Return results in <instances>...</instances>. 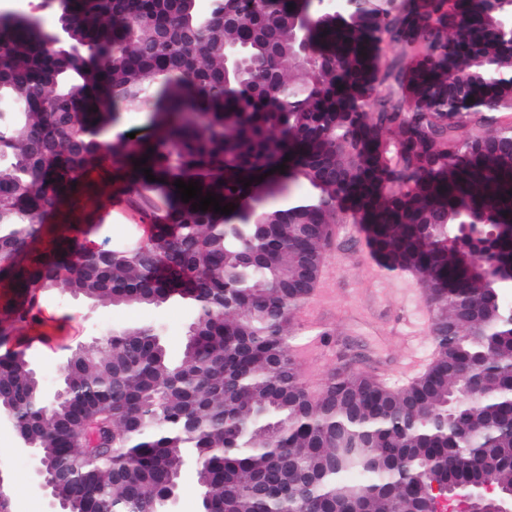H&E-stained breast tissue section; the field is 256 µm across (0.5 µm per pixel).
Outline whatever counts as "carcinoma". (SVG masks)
I'll use <instances>...</instances> for the list:
<instances>
[{"mask_svg":"<svg viewBox=\"0 0 512 512\" xmlns=\"http://www.w3.org/2000/svg\"><path fill=\"white\" fill-rule=\"evenodd\" d=\"M70 43L50 51L35 22L14 16L0 48V338L29 321L25 302L59 288L106 305L187 303L181 361L157 329L112 333L109 348L33 391L34 367L0 355V410L38 438L50 491L67 512H159L186 449L205 457L206 512H435L448 474L512 488V308L498 286L448 249L468 212L512 226V43L502 11L477 0H360L306 34L292 0H70ZM465 25L446 43L429 23ZM404 64L380 75V37ZM235 47L246 59H226ZM473 87L447 107L448 86ZM389 80L390 91L376 85ZM150 111L160 132L131 147L106 140L121 112ZM484 127L463 139L458 117ZM147 162L137 166L142 158ZM126 191L152 224L136 245L60 235L45 251L46 215L80 209L92 174ZM307 187L265 208L259 239L246 217L194 210L174 182L237 208L270 169ZM156 181L147 180L144 169ZM250 186H244V183ZM360 219L376 254L415 276L431 315L434 360L393 392L362 372L332 375L316 397L290 355L292 313L315 288L333 225ZM512 263V233L493 244ZM466 360L475 373L455 370ZM472 389L479 398L462 400ZM473 432L467 440L448 419ZM475 468H455L460 457Z\"/></svg>","mask_w":512,"mask_h":512,"instance_id":"obj_1","label":"carcinoma"}]
</instances>
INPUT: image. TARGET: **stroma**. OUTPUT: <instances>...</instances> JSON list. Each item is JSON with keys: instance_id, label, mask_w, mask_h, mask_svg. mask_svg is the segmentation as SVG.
Returning a JSON list of instances; mask_svg holds the SVG:
<instances>
[{"instance_id": "1", "label": "stroma", "mask_w": 512, "mask_h": 512, "mask_svg": "<svg viewBox=\"0 0 512 512\" xmlns=\"http://www.w3.org/2000/svg\"><path fill=\"white\" fill-rule=\"evenodd\" d=\"M33 18L42 32L59 25L55 0H0V14ZM364 229L347 221L337 225L325 248L318 282L326 295L309 320L297 322V346H308L302 358L303 381L319 389L334 374L362 371L387 388L403 389L411 359L432 356L430 332L420 324L430 313L415 280H400L372 252ZM42 316L20 326L25 354L53 393L66 345L92 346L102 333L135 324L156 327L171 360H179L192 313L181 303L160 308L134 309L124 305L94 306L64 291L43 298ZM19 439L11 425L0 422V472L11 486L10 512H50L49 497L37 490L27 457L18 451Z\"/></svg>"}]
</instances>
